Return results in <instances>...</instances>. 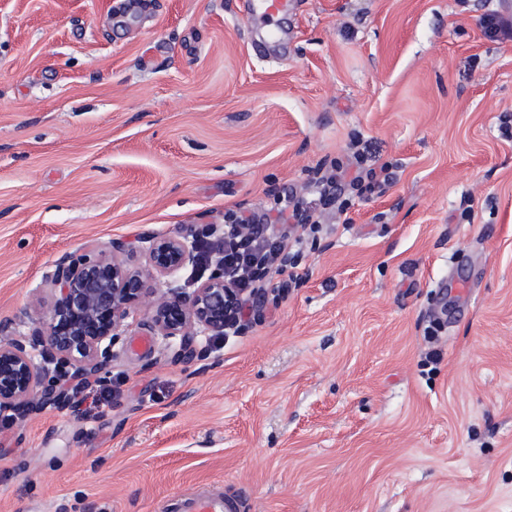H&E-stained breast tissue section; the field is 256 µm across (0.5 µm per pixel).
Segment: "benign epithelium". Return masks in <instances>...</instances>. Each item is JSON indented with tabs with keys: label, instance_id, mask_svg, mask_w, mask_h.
I'll return each instance as SVG.
<instances>
[{
	"label": "benign epithelium",
	"instance_id": "obj_1",
	"mask_svg": "<svg viewBox=\"0 0 512 512\" xmlns=\"http://www.w3.org/2000/svg\"><path fill=\"white\" fill-rule=\"evenodd\" d=\"M218 224L188 226L179 236L143 237L148 262L133 267L121 258L123 245L107 252L90 247L54 261L53 302L47 319L28 333L0 336V417L16 423L44 409L64 410L85 377L107 385L113 347L134 311L146 316L154 335L179 340L172 359L193 362L207 356L196 343L202 335L222 336L238 317L240 296L224 280V261L216 255L206 280L189 291L174 276L194 262L192 238L214 236ZM169 279L160 290L154 283Z\"/></svg>",
	"mask_w": 512,
	"mask_h": 512
}]
</instances>
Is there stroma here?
Here are the masks:
<instances>
[{"label": "stroma", "instance_id": "obj_1", "mask_svg": "<svg viewBox=\"0 0 512 512\" xmlns=\"http://www.w3.org/2000/svg\"><path fill=\"white\" fill-rule=\"evenodd\" d=\"M512 0H0V323L54 260L318 199L243 331L0 421V512H512ZM366 144L360 183L319 197ZM387 167L388 181L378 176ZM27 309L28 322L17 314ZM185 512H234L237 511L233 502L224 496L212 493H198L184 500Z\"/></svg>", "mask_w": 512, "mask_h": 512}]
</instances>
